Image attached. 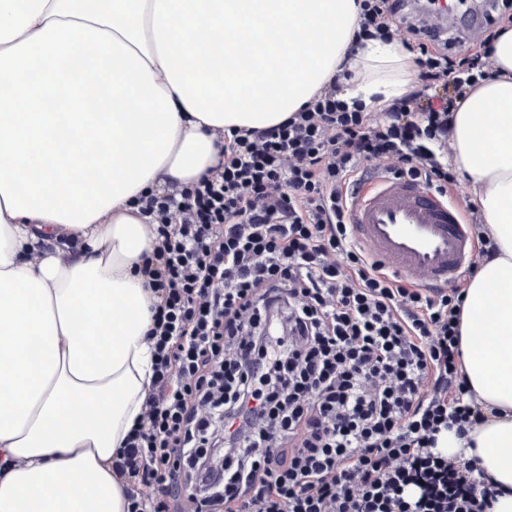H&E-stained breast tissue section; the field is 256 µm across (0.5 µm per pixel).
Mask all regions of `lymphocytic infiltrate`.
I'll use <instances>...</instances> for the list:
<instances>
[{"instance_id": "obj_1", "label": "lymphocytic infiltrate", "mask_w": 512, "mask_h": 512, "mask_svg": "<svg viewBox=\"0 0 512 512\" xmlns=\"http://www.w3.org/2000/svg\"><path fill=\"white\" fill-rule=\"evenodd\" d=\"M356 39L415 55L417 86L381 115L333 76L224 161L142 199L157 244L151 389L112 456L127 512H487L498 489L441 432L483 419L462 369L460 288L410 287L353 238L371 162L446 192L454 114L512 23L484 10L475 48L407 0H356Z\"/></svg>"}]
</instances>
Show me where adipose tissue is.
<instances>
[{
	"label": "adipose tissue",
	"instance_id": "ef3b65f1",
	"mask_svg": "<svg viewBox=\"0 0 512 512\" xmlns=\"http://www.w3.org/2000/svg\"><path fill=\"white\" fill-rule=\"evenodd\" d=\"M354 0H0V512H126L112 455L151 386L157 242L141 194L200 177L224 132L266 129L347 66L376 109L412 57L354 47ZM455 114L453 161L496 246L465 286L473 426L512 512V27Z\"/></svg>",
	"mask_w": 512,
	"mask_h": 512
}]
</instances>
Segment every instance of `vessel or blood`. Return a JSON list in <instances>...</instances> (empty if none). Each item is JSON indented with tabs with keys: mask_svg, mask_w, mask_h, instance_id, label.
<instances>
[{
	"mask_svg": "<svg viewBox=\"0 0 512 512\" xmlns=\"http://www.w3.org/2000/svg\"><path fill=\"white\" fill-rule=\"evenodd\" d=\"M355 238L382 267L426 288H450L472 264L461 206L413 181L377 171L354 192Z\"/></svg>",
	"mask_w": 512,
	"mask_h": 512,
	"instance_id": "b4317fda",
	"label": "vessel or blood"
}]
</instances>
